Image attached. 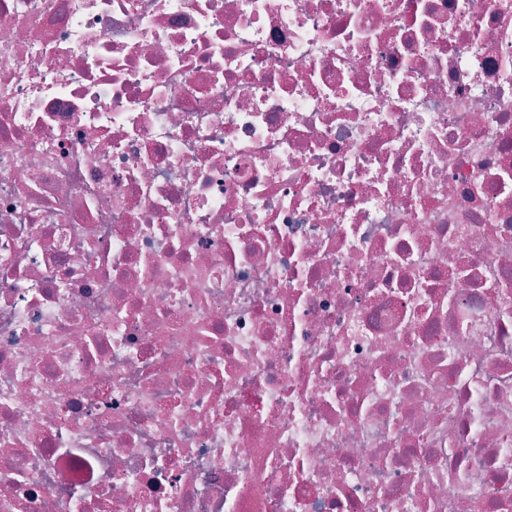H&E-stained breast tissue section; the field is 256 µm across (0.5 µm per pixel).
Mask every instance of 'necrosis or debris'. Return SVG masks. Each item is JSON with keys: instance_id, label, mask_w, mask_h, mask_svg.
Returning a JSON list of instances; mask_svg holds the SVG:
<instances>
[{"instance_id": "1", "label": "necrosis or debris", "mask_w": 512, "mask_h": 512, "mask_svg": "<svg viewBox=\"0 0 512 512\" xmlns=\"http://www.w3.org/2000/svg\"><path fill=\"white\" fill-rule=\"evenodd\" d=\"M0 512H512V0H0Z\"/></svg>"}]
</instances>
